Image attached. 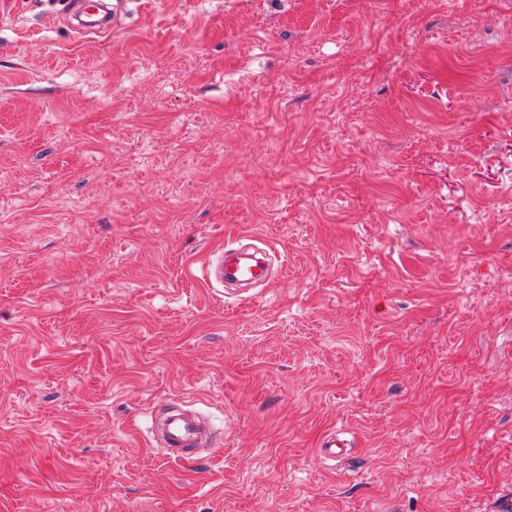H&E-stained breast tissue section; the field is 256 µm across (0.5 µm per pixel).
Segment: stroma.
<instances>
[{"label":"stroma","instance_id":"obj_1","mask_svg":"<svg viewBox=\"0 0 512 512\" xmlns=\"http://www.w3.org/2000/svg\"><path fill=\"white\" fill-rule=\"evenodd\" d=\"M126 10L0 0V512H498L512 0ZM245 235L284 275L221 300ZM169 400L202 461L150 447ZM128 1L125 0H115V3H112V15L107 12L105 17H102L103 13L98 12L97 19L90 25L79 24L75 25L76 30L79 34H83L87 31H92L93 33H102L114 30L119 27V15L121 12V6ZM115 4H117L115 6ZM348 432L342 429L328 430L319 442L318 453L328 461L340 462L347 458L354 447L353 440L346 437Z\"/></svg>","mask_w":512,"mask_h":512}]
</instances>
